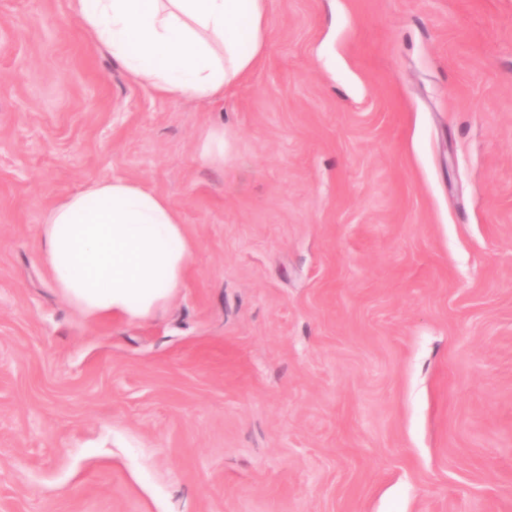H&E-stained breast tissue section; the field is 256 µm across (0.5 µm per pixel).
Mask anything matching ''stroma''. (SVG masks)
Here are the masks:
<instances>
[{"instance_id":"35a3bbf8","label":"stroma","mask_w":512,"mask_h":512,"mask_svg":"<svg viewBox=\"0 0 512 512\" xmlns=\"http://www.w3.org/2000/svg\"><path fill=\"white\" fill-rule=\"evenodd\" d=\"M112 176L198 247L92 325L38 228ZM0 512H512V0H269L216 102L0 0ZM201 159L212 165H223L224 163V130L214 129L209 131L203 140Z\"/></svg>"}]
</instances>
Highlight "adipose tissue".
Segmentation results:
<instances>
[{"mask_svg":"<svg viewBox=\"0 0 512 512\" xmlns=\"http://www.w3.org/2000/svg\"><path fill=\"white\" fill-rule=\"evenodd\" d=\"M92 42L170 99L216 100L262 59L268 0H70ZM197 242L171 201L120 177L50 207L37 260L92 324L151 318L182 288Z\"/></svg>","mask_w":512,"mask_h":512,"instance_id":"1","label":"adipose tissue"}]
</instances>
